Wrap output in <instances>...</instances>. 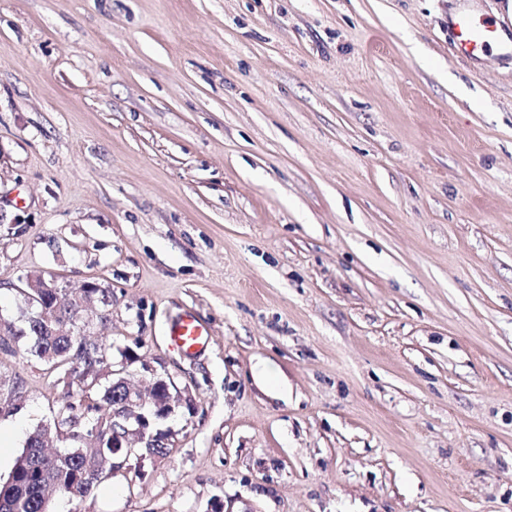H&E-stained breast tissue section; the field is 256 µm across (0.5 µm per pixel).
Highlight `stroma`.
<instances>
[{
	"mask_svg": "<svg viewBox=\"0 0 512 512\" xmlns=\"http://www.w3.org/2000/svg\"><path fill=\"white\" fill-rule=\"evenodd\" d=\"M512 0H0V316L112 292L170 453L53 512H512ZM211 332L188 355L168 326ZM0 481L72 384L0 350ZM448 33L454 52L465 60L512 58V31L492 18L456 11L448 19Z\"/></svg>",
	"mask_w": 512,
	"mask_h": 512,
	"instance_id": "obj_1",
	"label": "stroma"
}]
</instances>
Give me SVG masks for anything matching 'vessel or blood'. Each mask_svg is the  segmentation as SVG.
<instances>
[{
  "mask_svg": "<svg viewBox=\"0 0 512 512\" xmlns=\"http://www.w3.org/2000/svg\"><path fill=\"white\" fill-rule=\"evenodd\" d=\"M448 33L454 52L465 60L512 58V31L492 18L456 11L448 19ZM169 337L174 345L193 354L206 347L209 332L193 314L187 313L172 323Z\"/></svg>",
  "mask_w": 512,
  "mask_h": 512,
  "instance_id": "b4317fda",
  "label": "vessel or blood"
}]
</instances>
